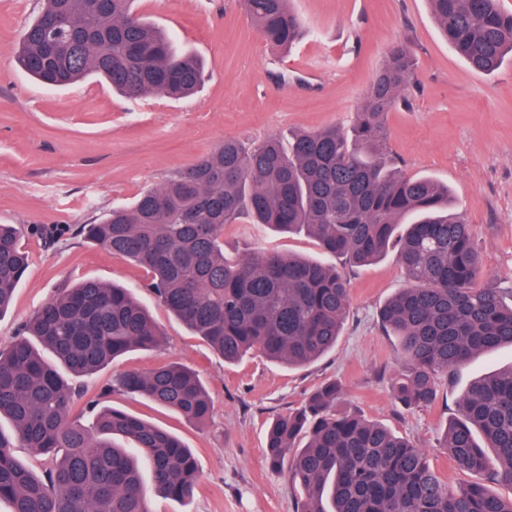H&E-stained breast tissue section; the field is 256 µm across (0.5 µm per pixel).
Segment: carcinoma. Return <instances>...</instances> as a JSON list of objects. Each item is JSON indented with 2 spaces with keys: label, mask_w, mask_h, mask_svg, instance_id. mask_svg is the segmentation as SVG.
Instances as JSON below:
<instances>
[{
  "label": "carcinoma",
  "mask_w": 512,
  "mask_h": 512,
  "mask_svg": "<svg viewBox=\"0 0 512 512\" xmlns=\"http://www.w3.org/2000/svg\"><path fill=\"white\" fill-rule=\"evenodd\" d=\"M21 32L17 58L40 83L62 87L87 75L104 78L127 98L148 93L188 96L203 64L179 53L161 31L131 10V0H41ZM449 48L471 68L497 70L512 56V12L499 0H430ZM266 41L290 49L303 22L290 0H239ZM60 22L52 33L45 19ZM416 57L390 46L349 131L336 127L293 134L288 147L227 138L188 172L82 228L85 238L141 266L148 288L224 361L251 352L290 367L305 366L336 346L350 305L349 281L332 259L355 266L397 251L407 286L380 310L397 338L402 370L393 387L406 408L430 407L440 377H451L479 353L512 347V304L483 283L484 265L471 225L448 213V187L407 177L389 149L385 117L412 104ZM246 218L276 230L305 232L324 260L254 251L224 257V228ZM410 219L406 232L398 225ZM21 230L0 224V314L25 276ZM162 332L125 288L85 279L51 297L0 347V501L10 512H149L142 467L154 489L188 500L197 463L162 427L89 400L86 424L77 379L113 360L160 346ZM55 357L50 362L39 347ZM204 426L211 399L197 372L160 364L123 373L114 388ZM342 386L315 388L266 434L271 467L284 466L305 494L301 512H512V363L473 380L458 400L443 447L478 480L453 488L424 451L385 426L336 411ZM305 441L297 449L296 443ZM30 448L44 460L36 472L14 454Z\"/></svg>",
  "instance_id": "carcinoma-1"
}]
</instances>
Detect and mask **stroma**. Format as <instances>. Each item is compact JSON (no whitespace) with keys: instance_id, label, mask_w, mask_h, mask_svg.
<instances>
[{"instance_id":"obj_1","label":"stroma","mask_w":512,"mask_h":512,"mask_svg":"<svg viewBox=\"0 0 512 512\" xmlns=\"http://www.w3.org/2000/svg\"><path fill=\"white\" fill-rule=\"evenodd\" d=\"M40 0H0V224L25 227L30 267L8 311L0 343L58 292L93 278L128 288L165 334L160 349L117 359L83 379L87 398L148 418L177 435L198 463L191 500L151 495V512H300L305 496L265 457L268 425L321 382L341 383L340 412L379 423L418 444L449 486L474 481L440 442L470 382L512 360V348L477 356L437 402L408 409L392 387L397 342L379 313L406 284L395 253L363 267L338 263L351 303L335 348L299 369L253 354L225 363L147 291L146 272L86 241L81 225L192 167L224 138L288 140L298 130L349 129L383 54L407 42L417 56L411 107L387 114L390 146L406 175L448 186L472 226L487 284L512 291V56L487 74L443 39L429 0H294L304 34L290 53L264 39L238 0H134V12L170 37L178 52L201 57L194 96L149 94L131 100L96 78L64 87L34 81L11 47ZM321 257L317 240L243 220L226 226L224 255L252 249ZM178 362L198 371L213 404L207 425L119 391L120 373Z\"/></svg>"}]
</instances>
